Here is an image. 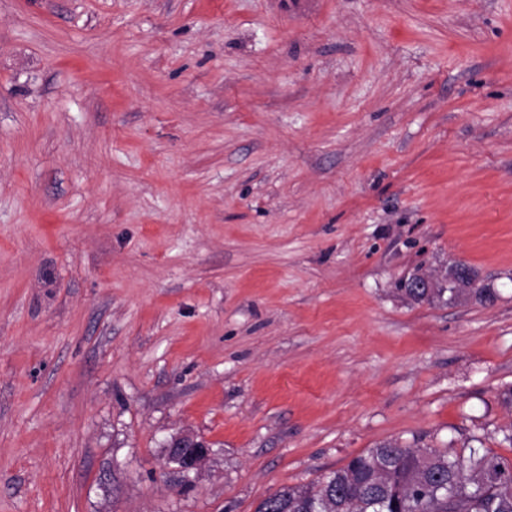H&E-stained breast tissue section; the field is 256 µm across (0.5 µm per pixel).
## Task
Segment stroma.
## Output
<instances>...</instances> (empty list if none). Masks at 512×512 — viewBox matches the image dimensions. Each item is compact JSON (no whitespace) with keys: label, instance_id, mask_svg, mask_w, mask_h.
<instances>
[{"label":"stroma","instance_id":"1","mask_svg":"<svg viewBox=\"0 0 512 512\" xmlns=\"http://www.w3.org/2000/svg\"><path fill=\"white\" fill-rule=\"evenodd\" d=\"M508 388L512 0H0V512L512 459ZM462 269L471 272L473 278H469L466 283L464 281H459V283H448V288H435V283L427 278L423 277L421 280L414 282L410 288H407V283L420 275H413L409 277L404 282V288H401L405 295L410 298L414 302H445L452 303L459 301L463 298L474 297L476 300H479L481 303H492L496 299V292L493 288H484V285L480 283L478 278V272L471 266L465 263H459ZM478 280V282L476 281ZM476 285L472 288H465L466 285ZM411 288H418V290H425L426 293H430L428 295L425 294H416ZM448 293V298L444 299L445 294ZM185 449L186 452H181ZM210 444L193 432L173 437L167 446V461L183 473L198 472L211 454Z\"/></svg>","mask_w":512,"mask_h":512}]
</instances>
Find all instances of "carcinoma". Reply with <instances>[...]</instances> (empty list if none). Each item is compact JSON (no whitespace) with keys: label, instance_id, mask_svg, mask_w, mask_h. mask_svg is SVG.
Listing matches in <instances>:
<instances>
[{"label":"carcinoma","instance_id":"1","mask_svg":"<svg viewBox=\"0 0 512 512\" xmlns=\"http://www.w3.org/2000/svg\"><path fill=\"white\" fill-rule=\"evenodd\" d=\"M461 267L472 278L427 295L403 291L418 303L494 302L496 292L476 281L478 272ZM256 512H512V459L480 446L464 456L383 442L315 484L272 492Z\"/></svg>","mask_w":512,"mask_h":512}]
</instances>
